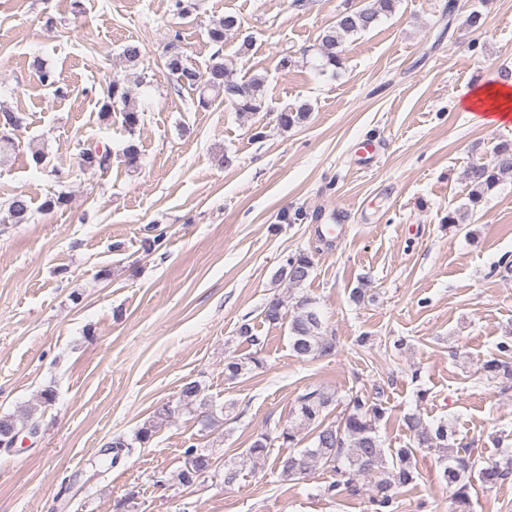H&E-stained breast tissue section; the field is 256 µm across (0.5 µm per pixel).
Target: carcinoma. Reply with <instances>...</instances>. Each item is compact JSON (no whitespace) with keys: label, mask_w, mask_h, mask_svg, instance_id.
<instances>
[{"label":"carcinoma","mask_w":512,"mask_h":512,"mask_svg":"<svg viewBox=\"0 0 512 512\" xmlns=\"http://www.w3.org/2000/svg\"><path fill=\"white\" fill-rule=\"evenodd\" d=\"M395 0H373L369 6L360 9H346L338 15L336 23L321 37L319 51L327 66H336L341 62V45L345 37L366 31L379 21L380 16L394 8ZM236 16L226 15L212 22L207 29L211 43L218 46L212 63L205 71H200L186 64L181 51L179 37H174L167 45L165 67L174 77L180 88H190L198 93V105L202 108L212 106L216 101L231 105L235 111L242 113L259 112L263 108L262 87L264 79L252 77L244 81L230 78L228 68L222 60L220 50L224 47L227 33L238 28ZM122 114L123 123L129 134H134L141 121V109L131 90L123 79H114L106 88L100 107V117L112 118V113ZM309 108L302 106L297 110L285 109L278 115L281 128L288 129L304 121ZM24 117L14 111L0 108V157L8 155L15 144L10 131L23 125ZM140 149L136 141L129 140L122 150L123 163L126 168L135 170L140 166ZM112 164V150L105 146L101 149L89 148L81 154V165L86 168L107 170ZM506 175H512V140L502 139L495 144L491 159L487 162L472 164L467 170V178L472 189L470 202L476 204L492 191ZM12 223L22 224L29 220L30 201L23 194L11 196L5 203ZM314 269L312 257L306 252L292 255L286 261L281 273L288 278V284L297 286L311 276ZM284 302L279 297L269 300L263 309V319L270 324H277L284 318ZM240 337L255 351L242 357L230 356L224 359V377L229 381L237 380L254 370L263 367L261 357L263 342L252 334V328L243 324L239 328ZM288 339L291 350L299 357H323L336 351V339L328 334L315 302L301 298L296 310L288 322ZM485 372L493 377L512 379V364L501 359H493L483 366ZM336 403L334 395L318 388H308L296 398L291 420L279 429L276 436L280 446L291 452L277 459L275 466L283 481H295L322 464L331 468L338 479L330 482L324 493L332 496L341 486L349 489L362 478H372L371 503L374 512H393L394 498L392 488L407 485L414 479L412 448H426L437 454L440 479L447 485L456 487L453 512H470L469 486L465 475L471 470L469 458L448 444V426L440 424L431 428L423 423L415 413L404 416V422L410 431L413 446L403 448H386L378 434L379 424L386 417V408L382 404L381 391L374 395L362 392L349 399L343 416L338 423L327 421L328 409ZM177 407L192 411L201 409L202 422L209 428L217 421V413L224 409H215L203 396L201 384L190 381L179 392ZM174 413L170 407H163L156 414V419L144 423L134 434L132 440L118 437L112 441L110 464L114 465L121 458L130 455L135 446L148 445L155 433L157 420L168 418ZM28 426L38 427L31 410L22 415H0V427ZM311 433L312 441L305 448H298L299 433ZM272 439L261 434L249 448L245 449L241 461H232L224 465V484L230 486L240 479L244 466L252 467L265 464L270 456ZM186 461L184 468L177 474L178 482L190 487L199 479L197 473L207 472L211 459L205 451L190 444L184 451ZM512 473V457L500 461H491L479 473V480L484 485L494 486Z\"/></svg>","instance_id":"cac0c4a2"}]
</instances>
